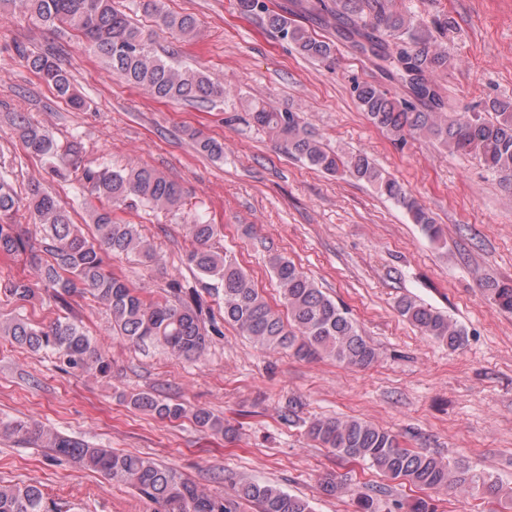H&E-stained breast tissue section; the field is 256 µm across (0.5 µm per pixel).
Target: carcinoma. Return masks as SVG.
I'll return each mask as SVG.
<instances>
[{
    "mask_svg": "<svg viewBox=\"0 0 512 512\" xmlns=\"http://www.w3.org/2000/svg\"><path fill=\"white\" fill-rule=\"evenodd\" d=\"M356 0H300L302 13L324 25L326 16L335 20L336 38L319 36L309 28L274 11L269 0H237L240 13L260 19L265 26L307 59L333 63L337 39L361 45L364 57L391 80L402 94H393L375 83H356L355 100L367 119L395 145L410 137L433 140L451 153H474L487 167L512 177V99H493L487 119L480 112L458 114L448 119L437 76L448 67L447 51L438 48L431 34L412 18L386 10L380 0H366L372 18L360 17L363 8ZM162 32L183 39L198 34L196 19L163 9L161 0H145ZM0 7H19L43 25L66 27L77 32L89 49L102 60L112 75L150 96L171 102L215 103L224 98V87L204 72L161 59L152 41L115 8L113 0H0ZM27 66L53 89L56 96L75 109L85 100L76 91L71 75L50 52L20 51ZM250 118L289 156L324 173L344 170L371 185L380 195L404 210L412 223L431 240L442 238L441 229L426 208L401 183L386 176L365 153L342 159L327 150L307 130L297 112L277 111L263 103L253 106ZM24 146L49 163L59 179L70 178L67 166L56 163L55 142L50 133L32 123L23 113L11 118ZM196 151L211 159L224 157V143L189 134ZM80 188L98 201L90 211L94 232L86 237L72 223L69 211L41 183L32 182L19 195L12 182L0 175V254L21 257L39 273V283L25 277L0 285L17 302L33 300L39 287L50 288L54 297L84 293L92 296L112 315L116 336L136 345L159 344L174 357L201 356L213 335L222 330L206 306L200 290L214 294L223 304L222 320L235 325L254 344L265 349H288L303 359L329 358L352 367L367 368L378 360L376 349L360 334L346 307L324 294L293 261L281 254L268 258L288 319H283L255 287L252 277L232 258L215 250L221 229L199 216L185 219L193 240L186 255L195 283L174 281L169 298L151 300L112 273L109 256H134L145 263L159 260L157 247L138 226L117 216L121 208L151 205L173 215L185 210L182 186L167 175L137 163L120 167L85 166L78 177ZM30 214L40 227L34 239L19 224L20 212ZM486 292L492 303L512 313V281H488ZM399 314L422 335L457 350L467 341L466 331L448 316L412 298L397 303ZM0 332L33 351H49L66 367L102 374L110 365L81 324L68 317L47 326H36L22 315L0 327ZM128 403L159 419L185 416L179 403L150 393H137ZM194 424L205 431L228 435L224 422L205 409L192 413ZM308 435L334 455L363 461L384 476L418 489L450 490L485 498L499 495L502 487L491 476L470 467L444 460L427 449L404 448L397 435L359 418L314 419ZM48 448L60 460L100 473L115 482L128 484L158 503L163 512H237V501L255 502L259 512H312L309 501L271 485L253 481L239 484L236 498L211 495L183 478L176 470L132 453H114L71 440L34 420L0 421V436ZM386 489H371L359 496V512H380L378 496ZM0 512H55L43 491L33 483L0 484Z\"/></svg>",
    "mask_w": 512,
    "mask_h": 512,
    "instance_id": "obj_1",
    "label": "carcinoma"
}]
</instances>
